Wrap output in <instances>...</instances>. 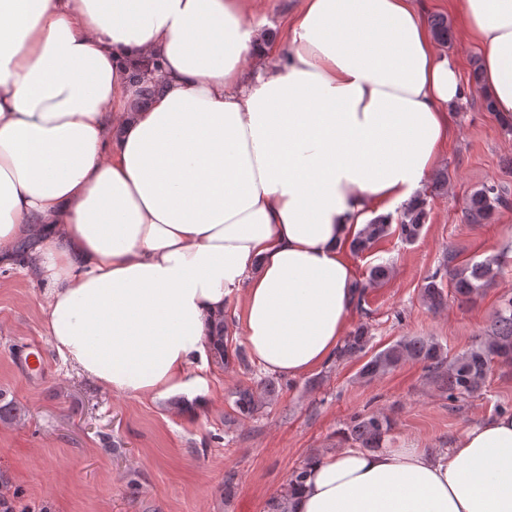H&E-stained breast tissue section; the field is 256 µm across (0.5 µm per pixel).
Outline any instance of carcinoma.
I'll use <instances>...</instances> for the list:
<instances>
[{"label":"carcinoma","mask_w":512,"mask_h":512,"mask_svg":"<svg viewBox=\"0 0 512 512\" xmlns=\"http://www.w3.org/2000/svg\"><path fill=\"white\" fill-rule=\"evenodd\" d=\"M429 24L439 43L446 45L451 41L452 35L447 18L433 15ZM147 70L148 67L145 66L137 69L134 74V80L139 84V97L136 100L138 104L151 99L161 90L160 84L147 76ZM511 204L512 200L505 190L495 185H486L465 198L464 213L469 223L483 224L495 210ZM426 218L425 200L408 203L402 206L398 217L379 216L366 225L353 250L363 252L376 241L392 233L398 234V237L407 243H413L421 236ZM13 261L17 268L36 274V241L29 237L19 239L13 248ZM453 261L454 257L448 256V264L443 270L432 274L424 285L423 297L432 309H439L445 304L446 298L440 282L443 277H448L459 297L471 299L481 288L493 282L503 269V262L498 259H488L465 266H457ZM389 275L390 270L387 266H372L367 282L356 284V307L364 308L367 288L385 281ZM224 331V320H216L211 335L208 336L212 363L224 367L234 360L240 365H248L246 351L241 347L229 349ZM370 342L368 329L358 327L342 340L337 348L334 363L339 365L361 354H367ZM495 359L501 363H512V298L504 300L494 312L488 335L465 352L450 357L447 350L431 338L402 336L385 348L370 354L369 359L359 369V376L371 380L403 364L421 363L430 378L448 396V401L455 403L482 394L488 369ZM281 390L280 383L272 378L264 380L261 396L251 387H238L231 392L233 409L241 417H253L260 413L264 400L279 395ZM391 430L390 419L380 413H355L347 423L349 437L354 441L355 447L362 449L384 447ZM307 474L306 463L293 470L288 480V488L273 497L268 504L269 512H287L290 492L304 483Z\"/></svg>","instance_id":"carcinoma-1"}]
</instances>
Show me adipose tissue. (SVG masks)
<instances>
[{
    "label": "adipose tissue",
    "mask_w": 512,
    "mask_h": 512,
    "mask_svg": "<svg viewBox=\"0 0 512 512\" xmlns=\"http://www.w3.org/2000/svg\"><path fill=\"white\" fill-rule=\"evenodd\" d=\"M0 0V264L37 241L57 353L133 397L208 393L207 336L291 378L355 307L353 240L415 199L466 95L414 0ZM484 89L512 121V0H461ZM161 65L136 105V66ZM288 512H512V412L451 448L317 459ZM290 0H256L253 2V12L264 23L263 28L274 37L284 30L288 20Z\"/></svg>",
    "instance_id": "adipose-tissue-1"
}]
</instances>
